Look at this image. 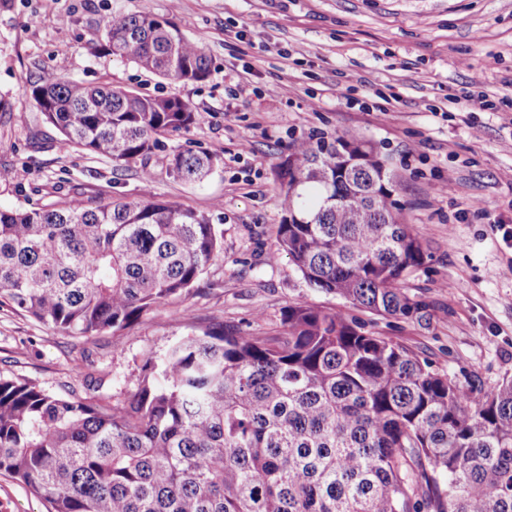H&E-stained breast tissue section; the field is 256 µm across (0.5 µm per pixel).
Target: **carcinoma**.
Segmentation results:
<instances>
[{
    "mask_svg": "<svg viewBox=\"0 0 512 512\" xmlns=\"http://www.w3.org/2000/svg\"><path fill=\"white\" fill-rule=\"evenodd\" d=\"M106 52L202 82V47L155 15L113 14ZM65 148L135 163L198 116L179 98L90 87L52 68L31 90ZM169 173L219 165L177 147ZM272 258L378 315L428 321L405 282L428 258L395 198L398 175L350 135L293 144ZM205 212L144 192L0 210V305L70 336L125 328L186 300L224 260ZM284 332L189 331L141 366L122 402L61 397L0 376V473L49 512H512V377L482 391L340 310L293 303Z\"/></svg>",
    "mask_w": 512,
    "mask_h": 512,
    "instance_id": "carcinoma-1",
    "label": "carcinoma"
}]
</instances>
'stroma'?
Instances as JSON below:
<instances>
[{
	"label": "stroma",
	"mask_w": 512,
	"mask_h": 512,
	"mask_svg": "<svg viewBox=\"0 0 512 512\" xmlns=\"http://www.w3.org/2000/svg\"><path fill=\"white\" fill-rule=\"evenodd\" d=\"M115 13L170 19L203 47L208 78L165 79L101 53ZM491 55L499 65L488 71ZM59 61L88 85L188 101L198 122L162 142L210 150L219 166L182 181L159 154L146 185L140 164L61 149L30 94ZM473 83L491 109L462 98ZM342 134L370 141L399 177L402 215L430 252L406 283L428 324L372 315L310 288L288 257L267 260L284 216L279 173L290 145ZM147 190L212 214L223 262L189 300L88 341L0 306V375L81 396L74 367L84 359L104 392L124 398L143 361L184 334L186 321L274 336L282 308L304 302L374 325L459 381L497 385L512 376V278L501 273L512 244L499 227L512 220V0H0V209L137 201ZM48 510L0 473V512Z\"/></svg>",
	"instance_id": "obj_1"
}]
</instances>
